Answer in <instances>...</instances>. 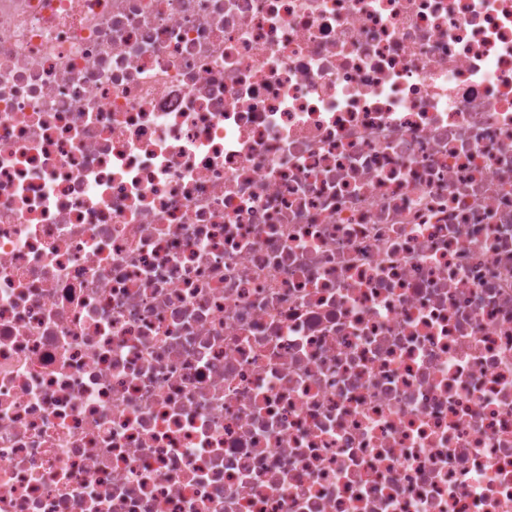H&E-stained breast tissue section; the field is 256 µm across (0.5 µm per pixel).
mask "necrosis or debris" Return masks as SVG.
<instances>
[{
  "instance_id": "necrosis-or-debris-1",
  "label": "necrosis or debris",
  "mask_w": 512,
  "mask_h": 512,
  "mask_svg": "<svg viewBox=\"0 0 512 512\" xmlns=\"http://www.w3.org/2000/svg\"><path fill=\"white\" fill-rule=\"evenodd\" d=\"M0 512H512V0H0Z\"/></svg>"
}]
</instances>
